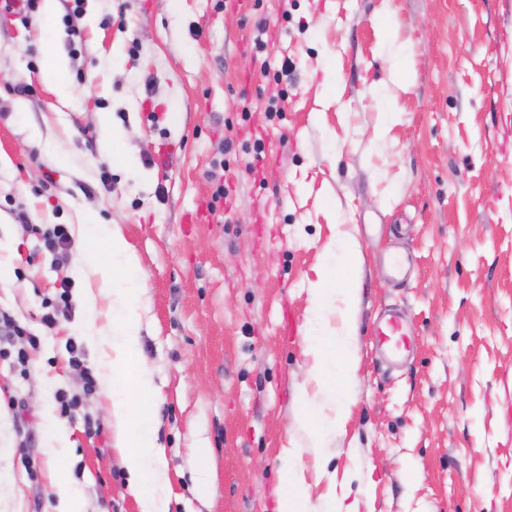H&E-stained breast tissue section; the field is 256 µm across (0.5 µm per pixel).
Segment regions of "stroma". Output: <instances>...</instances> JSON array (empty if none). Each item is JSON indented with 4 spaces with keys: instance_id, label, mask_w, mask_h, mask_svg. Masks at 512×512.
Listing matches in <instances>:
<instances>
[{
    "instance_id": "obj_1",
    "label": "stroma",
    "mask_w": 512,
    "mask_h": 512,
    "mask_svg": "<svg viewBox=\"0 0 512 512\" xmlns=\"http://www.w3.org/2000/svg\"><path fill=\"white\" fill-rule=\"evenodd\" d=\"M89 211L138 257L170 512H280L288 456L317 510L332 494L358 512H512V0L0 5V312L40 340L26 365L22 340L0 356V512H56L59 481L82 488L85 512H139L107 392L70 363H98L75 332L97 286L75 272L92 262L41 237ZM345 242L359 266L337 259ZM400 246L413 272L397 284L384 260ZM324 274L358 281L360 368L349 421L317 449L293 425ZM65 281L71 313L45 328ZM389 306L414 330L399 370L374 334ZM60 393L78 396L73 416Z\"/></svg>"
}]
</instances>
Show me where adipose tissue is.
I'll list each match as a JSON object with an SVG mask.
<instances>
[{"mask_svg":"<svg viewBox=\"0 0 512 512\" xmlns=\"http://www.w3.org/2000/svg\"><path fill=\"white\" fill-rule=\"evenodd\" d=\"M357 303L358 290L352 286L335 289L322 281L310 290V324L315 337L307 349L311 364L296 386V398L315 404L317 409L332 410L329 430H338L350 416L351 400L339 383L353 379L359 366ZM331 313L339 320L338 328L333 330L325 327Z\"/></svg>","mask_w":512,"mask_h":512,"instance_id":"ef3b65f1","label":"adipose tissue"}]
</instances>
